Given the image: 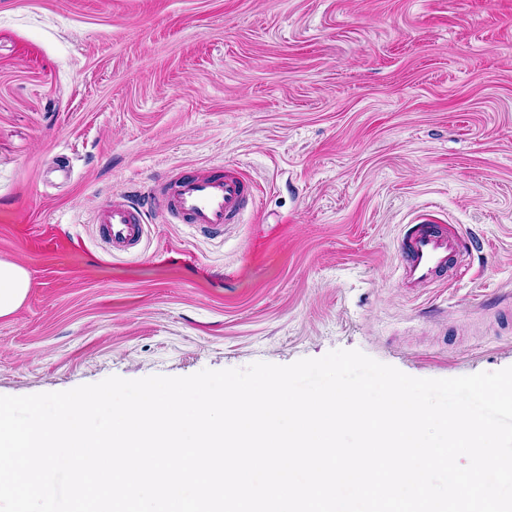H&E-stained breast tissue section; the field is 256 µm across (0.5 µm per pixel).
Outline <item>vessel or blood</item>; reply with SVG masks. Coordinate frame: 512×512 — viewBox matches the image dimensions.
Returning a JSON list of instances; mask_svg holds the SVG:
<instances>
[{"mask_svg": "<svg viewBox=\"0 0 512 512\" xmlns=\"http://www.w3.org/2000/svg\"><path fill=\"white\" fill-rule=\"evenodd\" d=\"M154 202L168 223L191 224L202 231L220 233L227 225L238 223L248 206L254 204L255 185L230 165L187 168L149 191L147 202L131 200L125 193L104 199L93 217L98 234L122 250L141 244ZM462 242V234L448 231L431 218H420L403 240L408 281L419 287L434 284Z\"/></svg>", "mask_w": 512, "mask_h": 512, "instance_id": "vessel-or-blood-1", "label": "vessel or blood"}]
</instances>
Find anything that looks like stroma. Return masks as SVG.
I'll return each instance as SVG.
<instances>
[{"mask_svg":"<svg viewBox=\"0 0 512 512\" xmlns=\"http://www.w3.org/2000/svg\"><path fill=\"white\" fill-rule=\"evenodd\" d=\"M230 164L223 235L103 198ZM423 215L460 232L413 288ZM0 395L358 350L416 378L512 367V0H0ZM30 275L21 265L0 260V318L12 315L25 302Z\"/></svg>","mask_w":512,"mask_h":512,"instance_id":"35a3bbf8","label":"stroma"}]
</instances>
